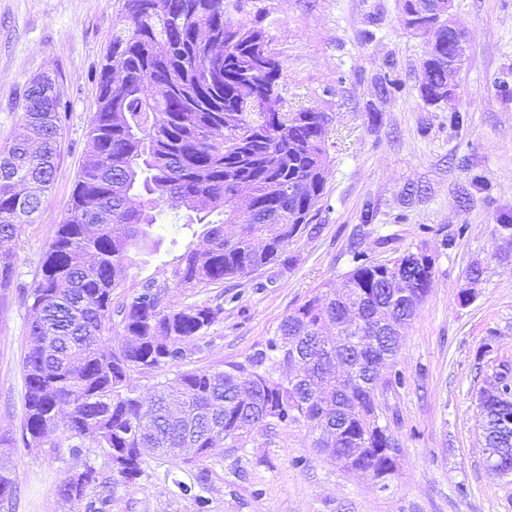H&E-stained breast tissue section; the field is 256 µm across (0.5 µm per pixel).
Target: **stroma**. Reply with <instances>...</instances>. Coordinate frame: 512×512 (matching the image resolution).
<instances>
[{
    "label": "stroma",
    "instance_id": "obj_1",
    "mask_svg": "<svg viewBox=\"0 0 512 512\" xmlns=\"http://www.w3.org/2000/svg\"><path fill=\"white\" fill-rule=\"evenodd\" d=\"M398 0H249L237 22L264 11L284 67L283 95L293 108L329 116L325 197L317 226L291 246L287 272L267 268L221 284L170 292L177 304L219 303L238 294L208 331L195 365L220 370L273 336L305 300L341 284L350 270V238L378 262L418 248L435 259L433 286L402 331L394 362L405 383L378 381L382 423L401 452L386 483L346 471L313 446L303 425L254 429L238 447L218 445L205 465L209 512H512V480L486 464L477 395L512 363V239L498 215L512 211V0H454V23L468 39L456 102L462 126L444 109L417 98L415 72L428 49L404 30ZM124 0H0V146L21 124L22 95L37 75L57 79L68 116L62 127L54 183L34 223L11 247L23 282H31L54 224L67 214L73 185L87 160L86 132L96 109V71ZM394 60L403 88L379 95L374 81ZM376 122H369V113ZM420 196L404 201L406 186ZM372 203V223L361 221ZM204 225L170 224L156 251L133 255L127 279L113 296L121 305L147 281L163 283L174 258L198 245ZM454 236L442 248L443 237ZM479 264L472 283L466 271ZM469 304H460L461 289ZM29 312L16 289L0 288V463L17 479L0 512H83L63 503L57 489L67 472L92 463L111 477L105 451L90 447L73 457L63 433L55 453L20 441L25 381L22 354ZM194 468L148 458L133 483L115 482L107 512H196L176 495L172 478L193 481Z\"/></svg>",
    "mask_w": 512,
    "mask_h": 512
}]
</instances>
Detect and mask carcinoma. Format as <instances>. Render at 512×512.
<instances>
[{
	"label": "carcinoma",
	"mask_w": 512,
	"mask_h": 512,
	"mask_svg": "<svg viewBox=\"0 0 512 512\" xmlns=\"http://www.w3.org/2000/svg\"><path fill=\"white\" fill-rule=\"evenodd\" d=\"M241 0H125L108 38L97 73V108L86 150L95 158L74 183L68 216L55 225L31 284L14 283L16 255L0 248V287L16 285L31 311L29 343L23 354L25 446L40 447L56 430L67 434L70 451L87 444L113 456L127 451L117 475L127 482L143 473L136 449L185 466L206 460L219 442L235 447L257 427L306 424L314 435L328 423L337 429L333 448L314 446L345 470L392 472L395 437L380 424L369 386L400 351L392 323L407 324L415 310L402 289L391 287L398 260L379 263L361 243L350 245L353 268L345 275L346 300L336 285L286 316L275 334L243 363L220 371L191 369L201 340L224 307L207 303L174 305L170 289L195 288L242 279L269 266L287 269L288 248L311 233L324 195L328 135L326 113L288 110L282 95L283 65L271 48L267 14L237 25L231 11ZM421 0H401L400 25L419 35L434 18ZM422 59L417 97L424 107L446 108L433 98L448 87V43ZM126 71L125 87L114 89L109 67ZM393 63L376 79L378 92L400 89ZM61 102L31 85L23 98L20 131L0 148V243L21 235L34 222L42 195L53 184ZM308 182V194L289 188ZM37 193L17 196L20 185ZM242 184L250 186V209L231 217ZM197 197L205 210L187 215L189 228L205 224V247L176 257L164 285H144L112 310L123 286L129 252L150 238L166 211L179 212L182 200ZM361 323L342 324L349 312ZM124 345L106 344L112 315ZM304 368L277 373L294 353ZM187 367L164 382L163 390L142 397L129 387L132 373ZM494 395L479 403L486 447L512 470V373L498 374ZM192 448L191 455L181 452ZM102 484L88 463L59 486L66 502L81 501L84 512H105L110 500L87 490ZM196 512L208 500L195 485L174 481ZM16 492L13 472L0 467V501Z\"/></svg>",
	"instance_id": "carcinoma-1"
}]
</instances>
